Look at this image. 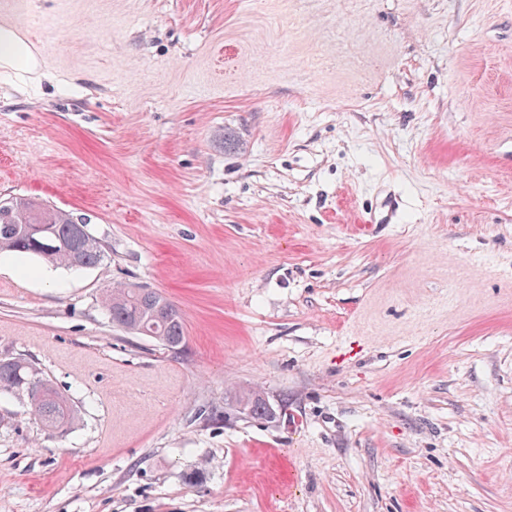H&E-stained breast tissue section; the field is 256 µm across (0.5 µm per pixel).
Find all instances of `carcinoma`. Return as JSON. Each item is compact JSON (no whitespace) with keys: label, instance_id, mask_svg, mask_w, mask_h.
<instances>
[{"label":"carcinoma","instance_id":"1","mask_svg":"<svg viewBox=\"0 0 512 512\" xmlns=\"http://www.w3.org/2000/svg\"><path fill=\"white\" fill-rule=\"evenodd\" d=\"M86 219L59 210L32 197H0V251L19 256H35L53 265L86 268L101 264L104 251L94 237L82 239L75 225ZM102 304L112 324L122 330L150 336L173 349L185 343V324L179 308L162 294L145 288L117 286L106 290ZM27 398L31 411L44 428L67 430L74 415L60 394L25 358L0 360V391ZM250 415H269L259 392L244 394Z\"/></svg>","mask_w":512,"mask_h":512}]
</instances>
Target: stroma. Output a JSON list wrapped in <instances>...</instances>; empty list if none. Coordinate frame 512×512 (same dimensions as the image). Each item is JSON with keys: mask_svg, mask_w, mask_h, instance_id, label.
Returning <instances> with one entry per match:
<instances>
[{"mask_svg": "<svg viewBox=\"0 0 512 512\" xmlns=\"http://www.w3.org/2000/svg\"><path fill=\"white\" fill-rule=\"evenodd\" d=\"M21 17L54 80L0 75V195L105 258L0 254V359L77 415L0 393V512H512V0H0ZM117 285L184 346L113 326ZM165 303L169 313L153 317V311ZM102 304L112 324L125 332L151 336L172 349L185 343V324L179 308L162 294L145 288L117 286L106 290ZM2 390L26 397L31 411L49 431L63 432L73 424L67 399L25 358L0 360Z\"/></svg>", "mask_w": 512, "mask_h": 512, "instance_id": "stroma-1", "label": "stroma"}]
</instances>
